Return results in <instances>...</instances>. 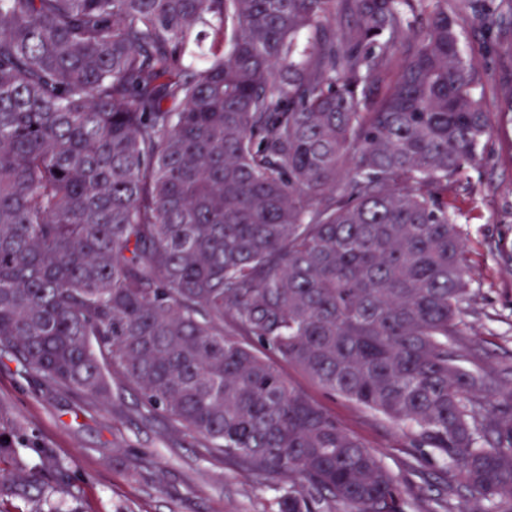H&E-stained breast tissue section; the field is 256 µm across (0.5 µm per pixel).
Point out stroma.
<instances>
[{"mask_svg":"<svg viewBox=\"0 0 512 512\" xmlns=\"http://www.w3.org/2000/svg\"><path fill=\"white\" fill-rule=\"evenodd\" d=\"M462 45L479 72L491 134L448 195L466 246L472 299L461 319L467 346L480 361L467 369L497 367L491 389L512 386V118L503 116L512 89V18L485 32L466 25ZM296 391L334 416L411 488L419 502L445 491L447 475L432 449L419 447L404 427L341 396L326 392L305 372L277 359ZM0 406L5 421L27 436L30 464L40 451L54 455L65 474L49 480L50 506L62 512H276L275 489L289 479L259 476L209 455L191 435L170 430L144 409L135 391L113 384L110 402L49 391L9 353H0Z\"/></svg>","mask_w":512,"mask_h":512,"instance_id":"obj_1","label":"stroma"}]
</instances>
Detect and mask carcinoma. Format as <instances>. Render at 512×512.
I'll list each match as a JSON object with an SVG mask.
<instances>
[{"label":"carcinoma","mask_w":512,"mask_h":512,"mask_svg":"<svg viewBox=\"0 0 512 512\" xmlns=\"http://www.w3.org/2000/svg\"><path fill=\"white\" fill-rule=\"evenodd\" d=\"M512 0H0V351L286 475L277 512H410L265 353L448 466L426 512H512V388L454 344L458 176L492 131L461 20ZM224 44L185 64L193 33ZM416 42L396 63L400 39ZM0 416V506L63 465Z\"/></svg>","instance_id":"obj_1"}]
</instances>
